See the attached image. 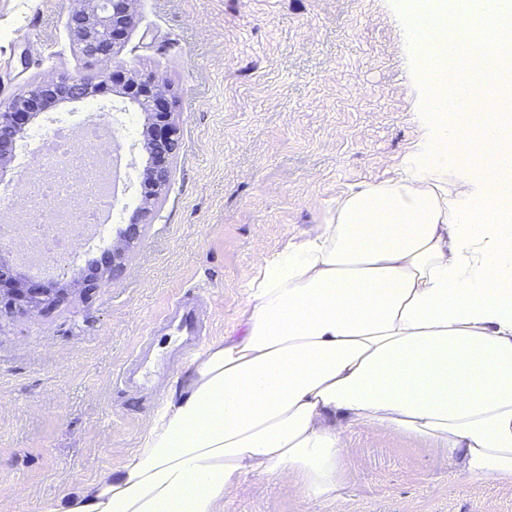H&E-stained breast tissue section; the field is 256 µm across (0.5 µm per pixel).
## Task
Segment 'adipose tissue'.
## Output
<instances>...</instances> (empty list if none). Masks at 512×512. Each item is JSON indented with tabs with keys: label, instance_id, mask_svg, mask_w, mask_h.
<instances>
[{
	"label": "adipose tissue",
	"instance_id": "ef3b65f1",
	"mask_svg": "<svg viewBox=\"0 0 512 512\" xmlns=\"http://www.w3.org/2000/svg\"><path fill=\"white\" fill-rule=\"evenodd\" d=\"M424 133L399 176L341 195L260 257L242 335L198 352L120 469L49 512H222L250 479L339 498L347 435L512 478V0H407Z\"/></svg>",
	"mask_w": 512,
	"mask_h": 512
}]
</instances>
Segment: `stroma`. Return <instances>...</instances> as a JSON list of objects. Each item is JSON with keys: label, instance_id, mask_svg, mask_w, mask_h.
<instances>
[{"label": "stroma", "instance_id": "stroma-1", "mask_svg": "<svg viewBox=\"0 0 512 512\" xmlns=\"http://www.w3.org/2000/svg\"><path fill=\"white\" fill-rule=\"evenodd\" d=\"M78 0H0V112L43 81L78 79L89 103L42 110L77 125L112 115L129 188L112 244L141 207L144 114L74 45ZM114 66L152 75L179 129L167 189L150 204L123 277L86 292L101 250L76 248L51 275L67 299L0 318V512H47L119 468L170 382L122 390L123 364L179 295L207 305L210 341L239 334L256 259L312 233L337 197L392 178L427 128L403 0H133ZM349 480L316 507L287 482L254 481L223 512H512V479L468 478L445 454L360 428Z\"/></svg>", "mask_w": 512, "mask_h": 512}]
</instances>
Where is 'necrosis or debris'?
<instances>
[{
    "label": "necrosis or debris",
    "mask_w": 512,
    "mask_h": 512,
    "mask_svg": "<svg viewBox=\"0 0 512 512\" xmlns=\"http://www.w3.org/2000/svg\"><path fill=\"white\" fill-rule=\"evenodd\" d=\"M104 149L97 125H89L80 134L55 127L40 156L41 176L33 183V193L40 205L55 215L52 224L26 217L17 218L26 237L37 242L38 256L29 257L31 270L43 272L42 257L66 253L72 235L94 238L102 222L101 212L109 206L108 194L89 196L88 181L101 175L97 159Z\"/></svg>",
    "instance_id": "4bbe7bcc"
}]
</instances>
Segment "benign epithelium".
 Here are the masks:
<instances>
[{
	"label": "benign epithelium",
	"mask_w": 512,
	"mask_h": 512,
	"mask_svg": "<svg viewBox=\"0 0 512 512\" xmlns=\"http://www.w3.org/2000/svg\"><path fill=\"white\" fill-rule=\"evenodd\" d=\"M85 8L71 15V36L82 54L95 62L114 60L116 47L122 37L135 25V15L131 10L132 0H84ZM51 87L67 88L69 99L79 101L85 98L83 82L60 80ZM155 80L151 77H132L123 88V94L130 101L146 111L143 126V148L147 152L158 150L173 157L178 146V131L171 121L169 112H150L141 98L154 94ZM28 102L18 100L15 111L0 112V183L10 176V164L14 145L17 141L16 116L25 111ZM171 179V165L147 166L142 171V180L153 195H160ZM140 238L139 225H129L125 243L112 248L110 263L102 270L84 280V289L94 290L119 279L124 271L128 248ZM67 298L64 289L52 291L34 285L20 288L0 289V315L26 313L43 309L47 305L60 303Z\"/></svg>",
	"instance_id": "benign-epithelium-1"
}]
</instances>
